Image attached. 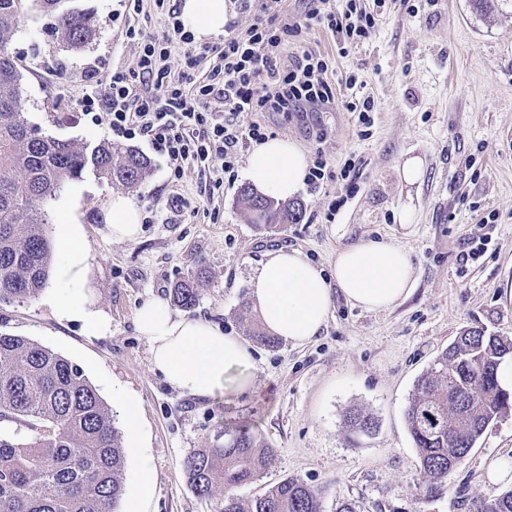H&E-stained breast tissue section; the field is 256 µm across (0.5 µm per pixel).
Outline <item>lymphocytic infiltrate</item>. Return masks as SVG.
I'll return each instance as SVG.
<instances>
[{"instance_id": "obj_1", "label": "lymphocytic infiltrate", "mask_w": 512, "mask_h": 512, "mask_svg": "<svg viewBox=\"0 0 512 512\" xmlns=\"http://www.w3.org/2000/svg\"><path fill=\"white\" fill-rule=\"evenodd\" d=\"M306 2L296 17L277 21L259 13L247 29L226 26L218 54L201 47L188 55L185 69L176 74L169 66V46L176 40L192 43L193 37L180 22H172L163 38H143L135 68L113 72L105 81L98 66L89 67L78 110L91 121L105 123L113 138L149 137L168 159L170 183H179L189 163L218 165L214 188L234 183L240 149L267 136L260 123L241 125V115L357 109L356 103L337 98L327 79L325 56L302 51L285 71L277 68L276 60L286 37L303 30L326 27L348 49L369 38L377 20L360 0ZM204 61L209 68L201 78L196 70ZM215 98L224 102L223 115L209 110Z\"/></svg>"}]
</instances>
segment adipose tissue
Listing matches in <instances>:
<instances>
[{
  "mask_svg": "<svg viewBox=\"0 0 512 512\" xmlns=\"http://www.w3.org/2000/svg\"><path fill=\"white\" fill-rule=\"evenodd\" d=\"M228 0H182L179 18L196 40L222 34L229 20ZM308 174L304 152L293 142L271 138L250 153L247 179L263 194L286 199ZM112 236L132 241L141 233V213L128 196L112 197L106 215ZM57 268L65 293L45 299L58 320L80 323L93 336L112 331V319L97 305L82 225L62 220ZM416 284L407 252L382 240H363L337 250L330 267L310 261L297 249L266 252L250 279L251 297L271 335L302 346L326 325L333 294L352 306L382 311L405 301ZM136 325L150 348V363L177 392L213 397L243 391L254 367L252 347L241 337L200 319L174 312L161 298L143 303Z\"/></svg>",
  "mask_w": 512,
  "mask_h": 512,
  "instance_id": "adipose-tissue-1",
  "label": "adipose tissue"
}]
</instances>
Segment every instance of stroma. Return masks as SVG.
Returning <instances> with one entry per match:
<instances>
[{
	"instance_id": "stroma-1",
	"label": "stroma",
	"mask_w": 512,
	"mask_h": 512,
	"mask_svg": "<svg viewBox=\"0 0 512 512\" xmlns=\"http://www.w3.org/2000/svg\"><path fill=\"white\" fill-rule=\"evenodd\" d=\"M231 2L230 19L240 30L258 10L281 19L306 6L305 0ZM74 3L98 22L86 47L63 49L48 18L23 0L11 50L30 124L48 136L94 144L110 132L76 110L82 72L90 64L106 75L134 67L140 46L126 37L127 27L162 37L180 0ZM363 3L380 17L364 42L342 55L331 31L316 28L289 38L277 66L291 67L302 49L324 55L342 99H370L369 124L341 108L240 118L265 125L268 137L296 143L308 160L326 161L322 184L295 197L303 207L300 223H253L240 198L242 176L215 194L209 172L193 168L169 184L167 159L146 137L134 143L152 161L141 184L121 190L88 171L43 204L50 224L69 214L83 225L98 305L112 331L87 335L81 324L57 321L37 299L0 307V331L78 365L104 401L117 392L139 402L142 438L125 451L116 512H126L137 494L143 460L154 472L149 512H218L216 499L199 497L187 484L183 462L243 425L257 426L274 450L260 477L237 489L245 500L295 477L322 512H336L342 500L357 512H469L468 501L512 488V413L490 424L442 493L427 502L416 496L419 460L405 421L419 376L460 332L512 338V0H492L486 12L470 0ZM406 154L425 163L413 186L398 174ZM349 160L356 166L352 192L340 175ZM120 190L153 209L152 222L133 241L113 239L104 219ZM337 199L342 206L327 220ZM380 238L405 248L416 269L414 291L403 303L368 312L334 295L326 326L306 346L255 342L250 386L227 397L181 394L152 370L136 312L150 298H169L174 283L198 266L211 278L189 317L252 340L254 326L240 309L252 301L249 279L265 252L298 248L326 267L337 249ZM472 238L487 239V250L468 261ZM351 412L369 415L373 429L350 431Z\"/></svg>"
}]
</instances>
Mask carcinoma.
I'll list each match as a JSON object with an SVG mask.
<instances>
[{"label":"carcinoma","instance_id":"carcinoma-1","mask_svg":"<svg viewBox=\"0 0 512 512\" xmlns=\"http://www.w3.org/2000/svg\"><path fill=\"white\" fill-rule=\"evenodd\" d=\"M59 43H89L96 20L71 0H34ZM21 0H0V307L35 299L49 279L53 244L40 203L65 181L90 171L109 184L132 187L151 160L110 140L94 145L40 135L21 108L23 76L10 50ZM241 197L255 224H297L300 204L279 203L246 186ZM205 267L177 281L175 304L195 307ZM512 339L467 330L419 379L405 413L420 459L416 490L429 500L442 490L488 426L512 410V392L498 371ZM31 434L0 432V512H115L123 493L125 450L112 409L82 370L26 337L0 332V421ZM273 449L254 428L226 433L224 443L198 448L184 476L201 497L223 491L220 512H321L313 492L285 477L264 494L240 499L235 490L255 480ZM473 512H512V489L471 503Z\"/></svg>","mask_w":512,"mask_h":512}]
</instances>
